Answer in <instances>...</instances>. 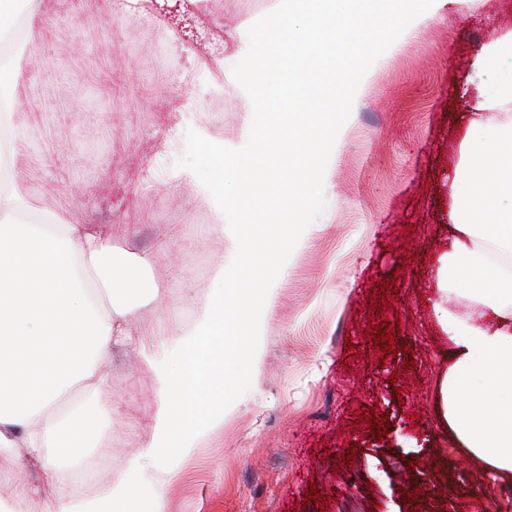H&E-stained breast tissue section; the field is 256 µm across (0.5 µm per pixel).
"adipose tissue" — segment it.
<instances>
[{
    "label": "adipose tissue",
    "instance_id": "1",
    "mask_svg": "<svg viewBox=\"0 0 512 512\" xmlns=\"http://www.w3.org/2000/svg\"><path fill=\"white\" fill-rule=\"evenodd\" d=\"M46 23L45 0H0V126L22 104L13 86L22 51ZM512 32L479 53L477 76L492 79L460 146L441 258L452 293L443 318L448 372L442 383L448 428L488 469L512 475ZM18 141L0 144V452L60 478L63 460L100 437L101 407L115 340L132 339L129 300L143 283L135 257L107 224H73L50 207L32 209L18 175ZM470 306L460 309L458 298Z\"/></svg>",
    "mask_w": 512,
    "mask_h": 512
}]
</instances>
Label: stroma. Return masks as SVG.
<instances>
[{
  "label": "stroma",
  "instance_id": "stroma-1",
  "mask_svg": "<svg viewBox=\"0 0 512 512\" xmlns=\"http://www.w3.org/2000/svg\"><path fill=\"white\" fill-rule=\"evenodd\" d=\"M270 0H198L193 13L148 0L180 72L152 74L140 12L123 0H48V26L27 48L30 61L14 93L25 124L38 121L33 89L69 95L55 118L56 149L24 164L33 207L50 204L79 224H110L130 252L167 251L139 269L147 287L131 301L143 348L112 347L111 395L102 417L113 475L153 433L157 380L146 355L176 343L182 313L199 316L211 293L186 274L197 254L226 261L219 236L192 240L195 188L178 179L188 129L212 127L195 80L206 34L225 57L241 22ZM512 31V0H452L376 68L362 104L347 122L326 192V209L309 226L260 338L252 387L211 432L170 467L144 462L143 477L164 490L165 512H512V478L485 471L448 435L440 388L448 371L442 327L447 296L440 257L453 238L450 185L460 144L480 92L474 61L491 40ZM166 190L183 221L160 223L153 197ZM390 282L387 306L375 289ZM397 329L396 353L375 350L372 327ZM370 420L358 418L359 410ZM385 419L378 436L372 418ZM12 485L46 500L67 496L66 479L0 456ZM323 492L311 501V491Z\"/></svg>",
  "mask_w": 512,
  "mask_h": 512
}]
</instances>
